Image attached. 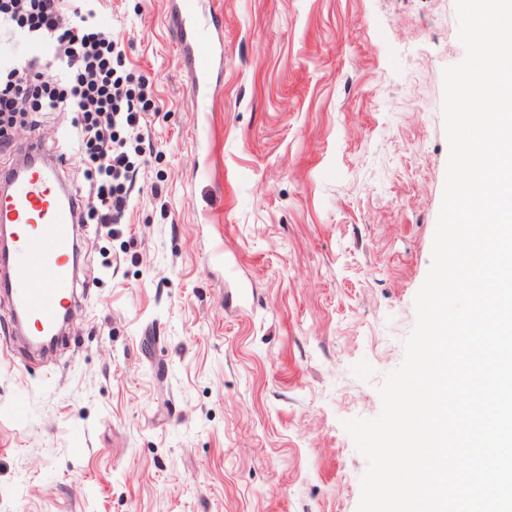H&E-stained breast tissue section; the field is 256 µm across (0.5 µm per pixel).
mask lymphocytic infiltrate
<instances>
[{
  "label": "lymphocytic infiltrate",
  "mask_w": 512,
  "mask_h": 512,
  "mask_svg": "<svg viewBox=\"0 0 512 512\" xmlns=\"http://www.w3.org/2000/svg\"><path fill=\"white\" fill-rule=\"evenodd\" d=\"M2 35L46 42L52 53L0 60V153H11L17 127H36V115L74 113L64 157L83 167L89 183L81 221L105 228L123 223L146 154L149 80L128 68L124 47L90 5L0 0ZM52 64L56 77L44 78Z\"/></svg>",
  "instance_id": "1"
}]
</instances>
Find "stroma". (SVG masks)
Listing matches in <instances>:
<instances>
[{"label": "stroma", "instance_id": "stroma-1", "mask_svg": "<svg viewBox=\"0 0 512 512\" xmlns=\"http://www.w3.org/2000/svg\"><path fill=\"white\" fill-rule=\"evenodd\" d=\"M197 101L169 0H99L153 84L126 224L81 243L51 354L0 360V512H357L432 262L455 0H206Z\"/></svg>", "mask_w": 512, "mask_h": 512}]
</instances>
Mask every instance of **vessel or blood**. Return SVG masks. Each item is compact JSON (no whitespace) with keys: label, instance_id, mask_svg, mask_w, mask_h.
Segmentation results:
<instances>
[{"label":"vessel or blood","instance_id":"b4317fda","mask_svg":"<svg viewBox=\"0 0 512 512\" xmlns=\"http://www.w3.org/2000/svg\"><path fill=\"white\" fill-rule=\"evenodd\" d=\"M201 0H173L175 36L190 72L194 94L207 93L223 65L216 26L200 21ZM55 147L37 134L20 143L12 169L0 173V292L14 315L16 331L58 333L75 306L82 198L61 177Z\"/></svg>","mask_w":512,"mask_h":512}]
</instances>
